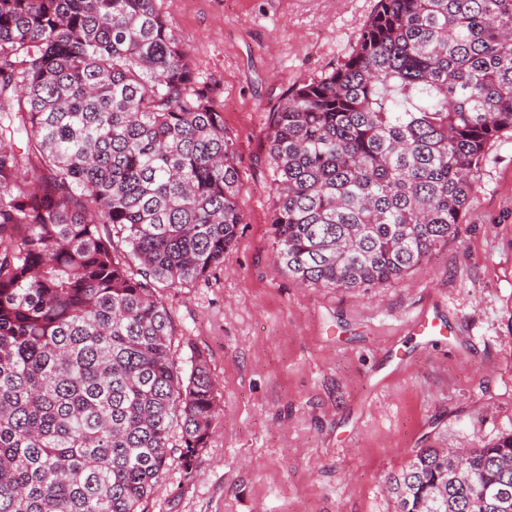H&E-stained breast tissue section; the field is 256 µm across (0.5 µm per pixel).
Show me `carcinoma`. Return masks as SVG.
Wrapping results in <instances>:
<instances>
[{
	"label": "carcinoma",
	"instance_id": "cac0c4a2",
	"mask_svg": "<svg viewBox=\"0 0 512 512\" xmlns=\"http://www.w3.org/2000/svg\"><path fill=\"white\" fill-rule=\"evenodd\" d=\"M157 0H0V512H145L173 432L216 415L157 295L224 264L234 141ZM512 134V0H378L352 52L269 135L274 261L374 288L455 235ZM24 141L23 151L11 145ZM396 512H512V434L421 448Z\"/></svg>",
	"mask_w": 512,
	"mask_h": 512
}]
</instances>
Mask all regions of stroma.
<instances>
[{
    "instance_id": "stroma-1",
    "label": "stroma",
    "mask_w": 512,
    "mask_h": 512,
    "mask_svg": "<svg viewBox=\"0 0 512 512\" xmlns=\"http://www.w3.org/2000/svg\"><path fill=\"white\" fill-rule=\"evenodd\" d=\"M376 0H157L233 137L244 213L224 264L161 299L178 361L216 386L206 447L172 450L146 512H395L414 450L512 433V136L491 144L455 237L369 290L299 286L273 261V113L330 72ZM444 333L411 335L422 311Z\"/></svg>"
}]
</instances>
